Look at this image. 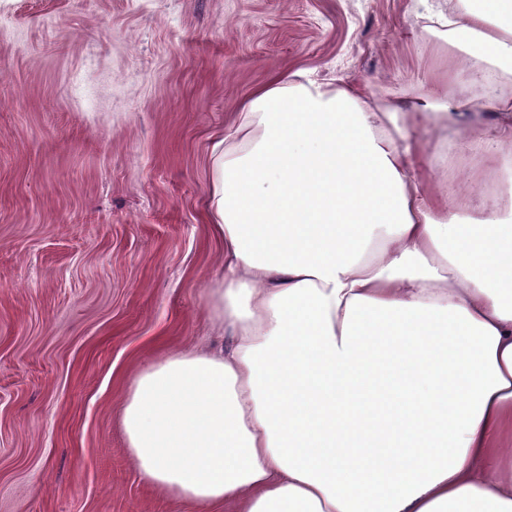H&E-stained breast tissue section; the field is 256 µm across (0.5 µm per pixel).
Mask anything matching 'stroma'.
Segmentation results:
<instances>
[{"label":"stroma","mask_w":512,"mask_h":512,"mask_svg":"<svg viewBox=\"0 0 512 512\" xmlns=\"http://www.w3.org/2000/svg\"><path fill=\"white\" fill-rule=\"evenodd\" d=\"M421 0H0V512H198L150 487L119 418L139 371L228 339L212 140L270 79L364 100L463 67ZM449 131L432 185L483 169Z\"/></svg>","instance_id":"1"}]
</instances>
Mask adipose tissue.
<instances>
[{
    "instance_id": "ef3b65f1",
    "label": "adipose tissue",
    "mask_w": 512,
    "mask_h": 512,
    "mask_svg": "<svg viewBox=\"0 0 512 512\" xmlns=\"http://www.w3.org/2000/svg\"><path fill=\"white\" fill-rule=\"evenodd\" d=\"M433 35L482 96L406 93L370 111L296 72L210 149L224 268L206 303L230 343L134 379L122 409L146 483L210 512H512V203L424 187L494 109L512 143V0H459Z\"/></svg>"
}]
</instances>
